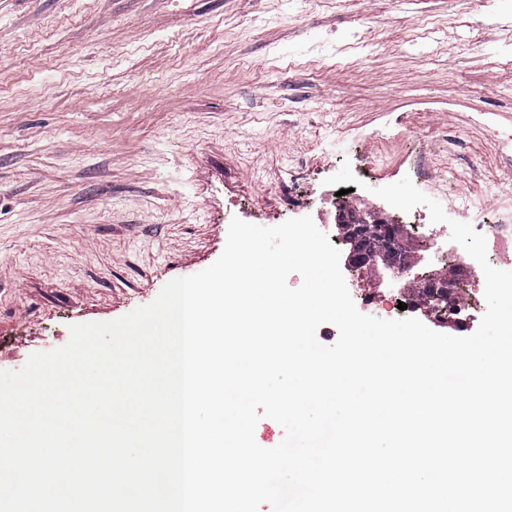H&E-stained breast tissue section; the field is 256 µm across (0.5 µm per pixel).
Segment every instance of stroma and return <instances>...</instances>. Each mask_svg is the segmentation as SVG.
Segmentation results:
<instances>
[{"mask_svg": "<svg viewBox=\"0 0 512 512\" xmlns=\"http://www.w3.org/2000/svg\"><path fill=\"white\" fill-rule=\"evenodd\" d=\"M508 135L512 0H0V370L206 269L235 217L345 257L337 203L428 223L374 194L407 176L512 224ZM347 286L386 320L409 282Z\"/></svg>", "mask_w": 512, "mask_h": 512, "instance_id": "1", "label": "stroma"}]
</instances>
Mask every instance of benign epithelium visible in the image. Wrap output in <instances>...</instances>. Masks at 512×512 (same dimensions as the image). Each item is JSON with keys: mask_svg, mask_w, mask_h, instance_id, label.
<instances>
[{"mask_svg": "<svg viewBox=\"0 0 512 512\" xmlns=\"http://www.w3.org/2000/svg\"><path fill=\"white\" fill-rule=\"evenodd\" d=\"M336 227L346 229L351 245L350 262L355 267L368 270L383 268L389 276L401 278L410 274L417 263V253L427 250L430 245L414 241L398 224L390 223L386 218L374 212L358 207L339 206L336 212ZM381 247H373L374 240ZM471 273V269L461 265L455 269V275L442 279L436 274L414 277L417 288H426L448 310V321H454L453 309L456 300L453 287Z\"/></svg>", "mask_w": 512, "mask_h": 512, "instance_id": "obj_1", "label": "benign epithelium"}]
</instances>
